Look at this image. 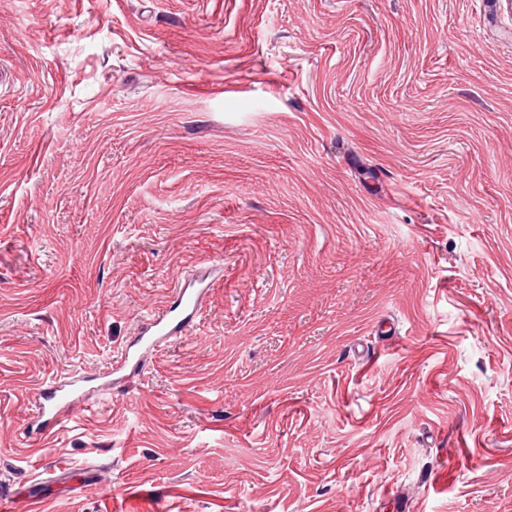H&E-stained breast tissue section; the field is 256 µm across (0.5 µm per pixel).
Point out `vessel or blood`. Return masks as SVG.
Listing matches in <instances>:
<instances>
[{"mask_svg": "<svg viewBox=\"0 0 512 512\" xmlns=\"http://www.w3.org/2000/svg\"><path fill=\"white\" fill-rule=\"evenodd\" d=\"M207 290L203 286L181 284L173 290L170 305L162 312L145 317L138 336L122 351L111 368L113 384H121L139 375L147 362L149 352L182 333L196 318ZM32 399L36 419L29 430L37 436H46L62 428L76 410L87 409L88 403L82 380L73 375L54 377L45 386L35 389Z\"/></svg>", "mask_w": 512, "mask_h": 512, "instance_id": "obj_1", "label": "vessel or blood"}]
</instances>
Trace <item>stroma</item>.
<instances>
[{
	"label": "stroma",
	"instance_id": "1",
	"mask_svg": "<svg viewBox=\"0 0 512 512\" xmlns=\"http://www.w3.org/2000/svg\"><path fill=\"white\" fill-rule=\"evenodd\" d=\"M214 272L144 375L34 440ZM0 512H512V0H0ZM95 379V375L56 376L42 388L37 387L32 396L37 420L30 423V434L40 437L52 434L62 428L77 409L86 411L92 407L87 403L81 383Z\"/></svg>",
	"mask_w": 512,
	"mask_h": 512
}]
</instances>
